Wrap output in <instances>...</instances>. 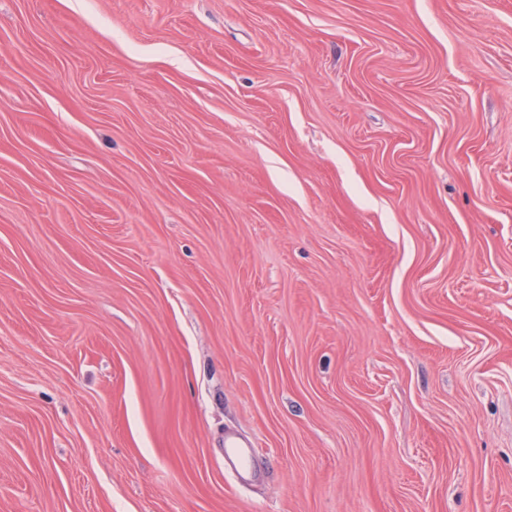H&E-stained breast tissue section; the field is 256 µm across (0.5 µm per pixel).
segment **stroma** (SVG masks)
<instances>
[{
  "label": "stroma",
  "mask_w": 512,
  "mask_h": 512,
  "mask_svg": "<svg viewBox=\"0 0 512 512\" xmlns=\"http://www.w3.org/2000/svg\"><path fill=\"white\" fill-rule=\"evenodd\" d=\"M0 512H512V0H0Z\"/></svg>",
  "instance_id": "obj_1"
}]
</instances>
